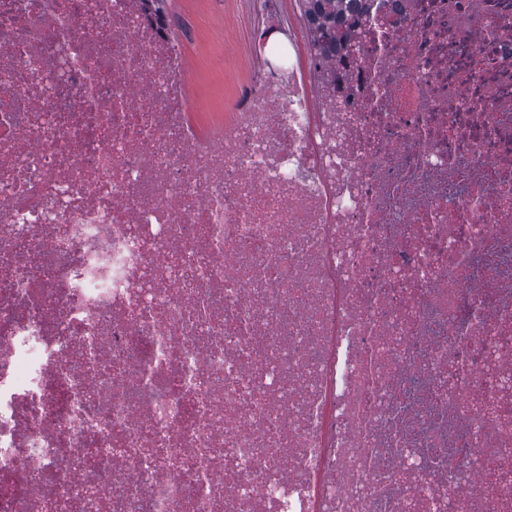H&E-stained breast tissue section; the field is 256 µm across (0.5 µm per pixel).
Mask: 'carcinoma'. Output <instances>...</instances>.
<instances>
[{
	"label": "carcinoma",
	"mask_w": 512,
	"mask_h": 512,
	"mask_svg": "<svg viewBox=\"0 0 512 512\" xmlns=\"http://www.w3.org/2000/svg\"><path fill=\"white\" fill-rule=\"evenodd\" d=\"M301 8L317 23L316 41L325 53L348 49L361 28L363 6L357 0H301Z\"/></svg>",
	"instance_id": "carcinoma-1"
}]
</instances>
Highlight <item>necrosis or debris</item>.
<instances>
[{"instance_id":"necrosis-or-debris-1","label":"necrosis or debris","mask_w":512,"mask_h":512,"mask_svg":"<svg viewBox=\"0 0 512 512\" xmlns=\"http://www.w3.org/2000/svg\"><path fill=\"white\" fill-rule=\"evenodd\" d=\"M247 3L0 0V512H512V0ZM155 13L171 15L184 23V41L187 74L192 87L196 112H216L211 99L224 93L230 101L236 87L247 80L249 64L246 56L238 54L225 68L216 65L212 50L224 36V22L230 21L239 46L250 38L253 19L243 0H154ZM359 0H301L307 17L317 23L316 41L324 53L348 50L361 28L363 6Z\"/></svg>"}]
</instances>
